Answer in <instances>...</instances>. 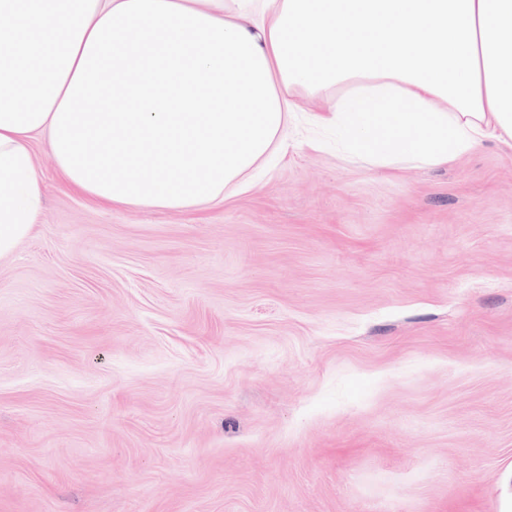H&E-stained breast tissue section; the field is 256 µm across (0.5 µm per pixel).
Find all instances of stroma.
Wrapping results in <instances>:
<instances>
[{
  "mask_svg": "<svg viewBox=\"0 0 512 512\" xmlns=\"http://www.w3.org/2000/svg\"><path fill=\"white\" fill-rule=\"evenodd\" d=\"M0 260V512H499L512 147L377 171L303 120L251 188L104 208L42 139Z\"/></svg>",
  "mask_w": 512,
  "mask_h": 512,
  "instance_id": "stroma-1",
  "label": "stroma"
}]
</instances>
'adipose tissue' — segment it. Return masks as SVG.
I'll return each mask as SVG.
<instances>
[{
	"instance_id": "ef3b65f1",
	"label": "adipose tissue",
	"mask_w": 512,
	"mask_h": 512,
	"mask_svg": "<svg viewBox=\"0 0 512 512\" xmlns=\"http://www.w3.org/2000/svg\"><path fill=\"white\" fill-rule=\"evenodd\" d=\"M0 0V259L46 140L107 206L196 209L285 156L307 93L350 160L434 168L512 144V0Z\"/></svg>"
}]
</instances>
